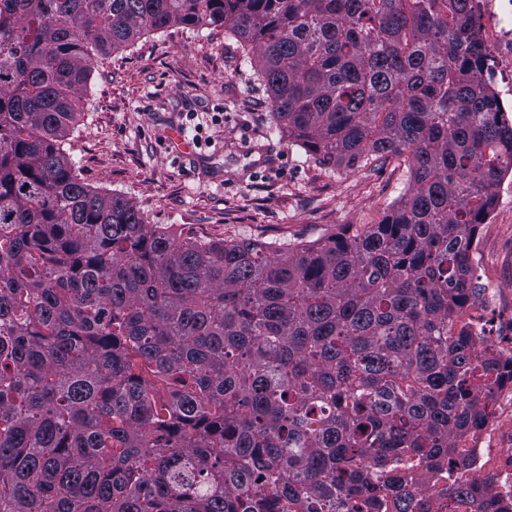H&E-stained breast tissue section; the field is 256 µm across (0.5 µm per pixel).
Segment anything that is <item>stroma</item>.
I'll return each instance as SVG.
<instances>
[{
  "instance_id": "stroma-1",
  "label": "stroma",
  "mask_w": 512,
  "mask_h": 512,
  "mask_svg": "<svg viewBox=\"0 0 512 512\" xmlns=\"http://www.w3.org/2000/svg\"><path fill=\"white\" fill-rule=\"evenodd\" d=\"M264 89L223 29L149 32L101 58L65 149L91 188L199 240L310 244L380 223L411 187L390 156L352 170L309 161L274 128ZM180 126L193 154L174 151ZM474 281L512 304V224L478 225Z\"/></svg>"
}]
</instances>
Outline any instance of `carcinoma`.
Segmentation results:
<instances>
[{"mask_svg": "<svg viewBox=\"0 0 512 512\" xmlns=\"http://www.w3.org/2000/svg\"><path fill=\"white\" fill-rule=\"evenodd\" d=\"M174 26L234 37L316 162L404 154L412 188L295 247L92 190L63 144L97 57ZM478 58L469 0H0V512H431L504 380L454 329L512 167Z\"/></svg>", "mask_w": 512, "mask_h": 512, "instance_id": "1", "label": "carcinoma"}]
</instances>
